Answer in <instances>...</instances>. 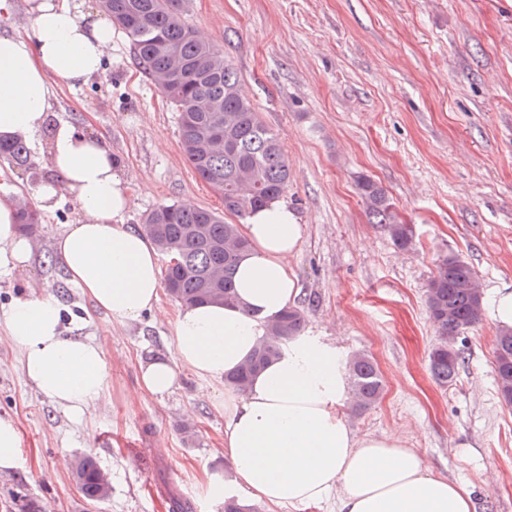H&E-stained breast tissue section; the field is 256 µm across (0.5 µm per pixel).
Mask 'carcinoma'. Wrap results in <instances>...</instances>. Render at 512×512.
<instances>
[{"mask_svg": "<svg viewBox=\"0 0 512 512\" xmlns=\"http://www.w3.org/2000/svg\"><path fill=\"white\" fill-rule=\"evenodd\" d=\"M131 40L133 51L147 79L170 68L172 57L182 70L169 84L156 86L170 108L177 112L179 140L188 164L211 189L224 199V216L191 204L168 203L151 210L143 224L160 253L177 259L163 272L167 294L181 305L237 302L234 274L248 241L240 231L249 214L280 197L288 187V157L279 134L269 128L256 105L243 97L239 78L224 53L200 41L183 19L184 0H99ZM204 98L209 110L198 112L195 103ZM221 131L224 146L202 153L195 144ZM0 159L11 166L34 167L22 140L0 141ZM360 195L376 224L387 229L399 247L407 246L411 228L399 220L395 205L374 181H358ZM222 279L213 278L216 270ZM425 305L436 342L428 353L429 371L442 388L455 381L463 359L458 337L477 324L484 312V293L473 268L455 254L443 257L427 282ZM304 311L292 307L267 322L265 336L252 356L226 381L244 391L253 377L277 358L288 339L301 335ZM353 407L365 410L375 405L384 391L382 376L372 358L352 355L346 363ZM494 376L498 395L512 404V328L496 336ZM75 482L92 502L110 496L107 474L96 459L80 458L74 469Z\"/></svg>", "mask_w": 512, "mask_h": 512, "instance_id": "1", "label": "carcinoma"}]
</instances>
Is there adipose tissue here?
<instances>
[{
	"label": "adipose tissue",
	"mask_w": 512,
	"mask_h": 512,
	"mask_svg": "<svg viewBox=\"0 0 512 512\" xmlns=\"http://www.w3.org/2000/svg\"><path fill=\"white\" fill-rule=\"evenodd\" d=\"M27 14L28 30L0 36V141L36 140L48 165L32 191L42 210L62 190L79 207V221L53 242L69 280L115 321L139 323L156 309L162 281L150 237L122 222L132 193L121 164L103 137L52 118L55 84L73 88L100 74L112 21L85 0H28ZM17 211L15 198L0 197V272L31 259ZM303 230L281 199L251 214L242 227L250 248L237 267V304L180 306L175 355L141 363L143 392L167 395L185 369L223 382L251 355L267 321L300 297L289 259ZM0 323L42 397L75 418L102 397L109 377L103 349L66 335L56 297L17 298L0 312ZM348 394L342 358L313 336L290 339L246 391L226 386L224 447L233 478H211L216 500L240 490L269 505L301 507L333 494L339 512H473L470 492L434 475L398 432L356 435L337 412Z\"/></svg>",
	"instance_id": "obj_1"
}]
</instances>
